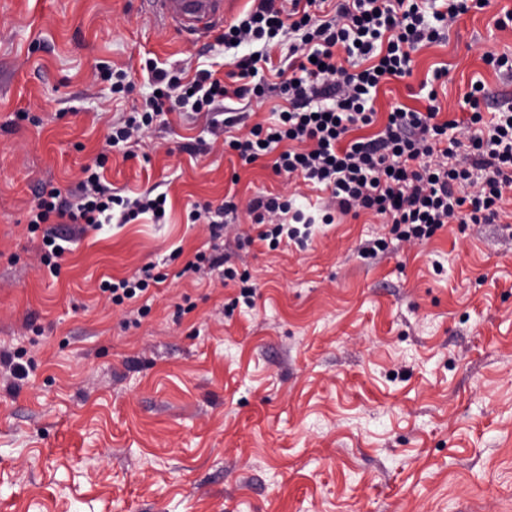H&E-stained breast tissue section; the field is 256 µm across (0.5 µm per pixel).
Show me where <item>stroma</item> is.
Wrapping results in <instances>:
<instances>
[{"instance_id":"obj_1","label":"stroma","mask_w":512,"mask_h":512,"mask_svg":"<svg viewBox=\"0 0 512 512\" xmlns=\"http://www.w3.org/2000/svg\"><path fill=\"white\" fill-rule=\"evenodd\" d=\"M509 11L489 0L412 52L378 121L425 110L440 67L443 118H467L474 81L502 90L483 57L512 55ZM251 51L140 0H0V356L29 371L0 366V512H512V188L500 223L406 242L365 213L322 223L328 192L242 162L211 131L220 111L177 107L108 145L154 92L146 59L222 80ZM96 164L120 195L166 194V217L87 228L50 274L29 213ZM260 192L313 217L305 246L258 240ZM229 196L237 234L212 238L191 214ZM215 249L251 301L183 274ZM148 263L163 281L137 299L101 291Z\"/></svg>"}]
</instances>
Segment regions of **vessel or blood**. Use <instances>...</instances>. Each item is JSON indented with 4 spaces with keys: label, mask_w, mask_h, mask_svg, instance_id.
I'll return each mask as SVG.
<instances>
[{
    "label": "vessel or blood",
    "mask_w": 512,
    "mask_h": 512,
    "mask_svg": "<svg viewBox=\"0 0 512 512\" xmlns=\"http://www.w3.org/2000/svg\"><path fill=\"white\" fill-rule=\"evenodd\" d=\"M142 3L160 23L194 32L228 21L237 0H142Z\"/></svg>",
    "instance_id": "b4317fda"
}]
</instances>
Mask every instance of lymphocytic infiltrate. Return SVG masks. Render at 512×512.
<instances>
[{
    "label": "lymphocytic infiltrate",
    "mask_w": 512,
    "mask_h": 512,
    "mask_svg": "<svg viewBox=\"0 0 512 512\" xmlns=\"http://www.w3.org/2000/svg\"><path fill=\"white\" fill-rule=\"evenodd\" d=\"M322 0H256L245 17L224 29L225 43L239 45L296 36L288 63L276 70L278 87L287 105L271 126L260 124L232 138L229 148L248 164L274 155L276 174L300 176L330 190L329 202L341 213L363 211L392 225L399 239L414 242L431 238L448 224H493L502 212L503 189L512 186V101L495 105L484 118L486 89L474 88L465 103L471 112L467 142L449 138L457 120H439L438 106L418 112L399 105L389 112L383 128L369 137L351 138L353 130L375 121L373 99L378 87L410 73L412 50L446 38L449 28L469 8H483L486 0H443L428 9L425 0H336L331 15H316ZM263 54L234 62L229 82L206 70L192 81L155 74L167 88L149 98L141 117L113 127L108 141L117 146L148 128L165 112L170 98L195 112L213 111L216 103L233 98L263 99L269 89L259 79ZM286 150H279V143ZM465 147L460 162L452 157ZM123 209V221L143 213L165 215V204L144 193L132 204L114 195L93 169L69 195L43 189L29 221L37 231L50 215L73 224L98 227L112 221L113 206ZM290 202L258 196L247 204L254 223L263 227L260 240L277 247L294 238L296 228L284 217Z\"/></svg>",
    "instance_id": "lymphocytic-infiltrate-1"
}]
</instances>
